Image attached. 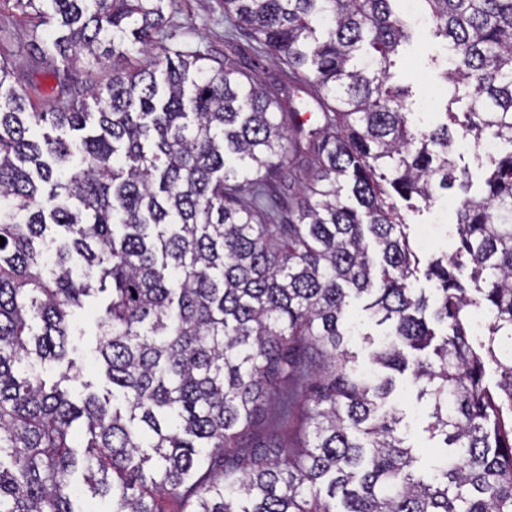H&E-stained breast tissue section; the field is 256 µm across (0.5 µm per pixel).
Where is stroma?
<instances>
[{"mask_svg": "<svg viewBox=\"0 0 512 512\" xmlns=\"http://www.w3.org/2000/svg\"><path fill=\"white\" fill-rule=\"evenodd\" d=\"M165 15L179 30L182 41L217 58L235 52L239 65L253 73L263 85L271 87L287 81V67L272 61L245 30L234 27L225 18L222 0H169ZM31 16V11L16 7L13 0H0V50L10 62V85L21 90L31 83H38L42 93L35 98V106L49 112L55 107L48 94L52 84L49 72L60 66L61 59L45 53L31 40ZM443 54L442 44L430 32H422L419 39L406 48L398 71L399 81L410 86L412 91L410 119L424 129L437 119V113L430 105L431 99L452 101L454 112L459 114L465 112L470 103L466 87L456 88L443 81L439 64ZM405 218L410 240L421 260L440 257L456 249L455 203L423 207L406 213ZM105 299V293L94 292L87 298L84 308L75 310L71 316L70 356L82 370L80 381L68 385L71 394H79L87 386L102 396L111 388L94 352L96 320L104 310ZM394 400L404 413L410 442L423 456H430L434 443L425 431L428 423L426 401L418 400L415 388L403 379L397 384Z\"/></svg>", "mask_w": 512, "mask_h": 512, "instance_id": "35a3bbf8", "label": "stroma"}]
</instances>
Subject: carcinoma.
<instances>
[{"label": "carcinoma", "mask_w": 512, "mask_h": 512, "mask_svg": "<svg viewBox=\"0 0 512 512\" xmlns=\"http://www.w3.org/2000/svg\"><path fill=\"white\" fill-rule=\"evenodd\" d=\"M16 0L58 54L53 112L0 55V512H76L84 469L112 512H512V0H422L455 58L442 78L472 88L467 119L419 131L392 83L413 38L396 0H224V16L288 66L268 88L230 55L179 46L166 0ZM112 61L106 90L75 98L71 69ZM310 84L319 125L304 132L294 88ZM486 131L508 150L482 200L458 208L460 246L424 271L397 200L468 192L450 157ZM313 157L289 195L266 174ZM288 206V223L268 224ZM65 241L51 277L43 245ZM483 280L481 297L462 285ZM112 280L97 358L112 396L76 402L69 316L92 281ZM384 339L349 349L351 300ZM490 314L473 346L471 307ZM59 366L47 386L32 360ZM499 373L496 389L486 369ZM429 401L445 451L421 474L390 405L399 375ZM308 385L307 430L288 447L252 443L270 400L288 418ZM84 419V452L72 424Z\"/></svg>", "instance_id": "obj_1"}]
</instances>
